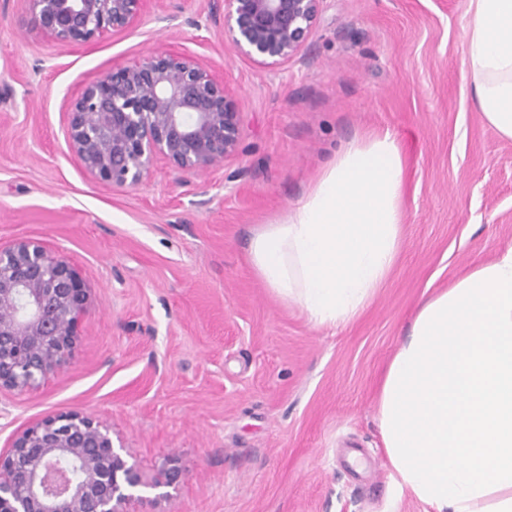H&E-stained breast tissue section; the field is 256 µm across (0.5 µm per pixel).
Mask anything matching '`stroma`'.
<instances>
[{
    "label": "stroma",
    "mask_w": 512,
    "mask_h": 512,
    "mask_svg": "<svg viewBox=\"0 0 512 512\" xmlns=\"http://www.w3.org/2000/svg\"><path fill=\"white\" fill-rule=\"evenodd\" d=\"M469 4L325 0L303 50L262 70L225 47L224 0H160L69 45L38 33L25 0H0V243L59 248L92 294L71 362L0 396V449L78 412L144 475L179 469L167 500L129 512H433L397 485L376 395L420 304L512 245V140L473 98ZM159 47L224 75L241 149L198 175L160 157L138 189L105 187L68 149L70 102ZM371 131L406 154L405 247L357 321L317 329L253 276L247 243Z\"/></svg>",
    "instance_id": "obj_1"
}]
</instances>
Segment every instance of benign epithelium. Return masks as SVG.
<instances>
[{"instance_id": "1", "label": "benign epithelium", "mask_w": 512, "mask_h": 512, "mask_svg": "<svg viewBox=\"0 0 512 512\" xmlns=\"http://www.w3.org/2000/svg\"><path fill=\"white\" fill-rule=\"evenodd\" d=\"M33 26L63 43L132 27L149 0H27ZM324 0H224V42L262 69L287 64L312 35ZM68 147L96 180L136 189L153 159L200 174L238 153L243 116L225 78L193 56L157 50L86 85L69 107ZM91 289L40 239L0 244V393L22 394L66 365ZM170 467L144 476L110 428L78 412L48 415L0 451V512H127L170 496Z\"/></svg>"}]
</instances>
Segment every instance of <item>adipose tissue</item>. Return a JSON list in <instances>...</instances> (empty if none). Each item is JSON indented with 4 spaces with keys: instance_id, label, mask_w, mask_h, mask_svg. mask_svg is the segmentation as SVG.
<instances>
[{
    "instance_id": "ef3b65f1",
    "label": "adipose tissue",
    "mask_w": 512,
    "mask_h": 512,
    "mask_svg": "<svg viewBox=\"0 0 512 512\" xmlns=\"http://www.w3.org/2000/svg\"><path fill=\"white\" fill-rule=\"evenodd\" d=\"M464 62L487 124L512 139V0H470ZM405 154L388 132L343 144L248 256L318 328L358 319L404 244ZM377 417L399 487L433 512H512V247L426 299L384 371Z\"/></svg>"
}]
</instances>
